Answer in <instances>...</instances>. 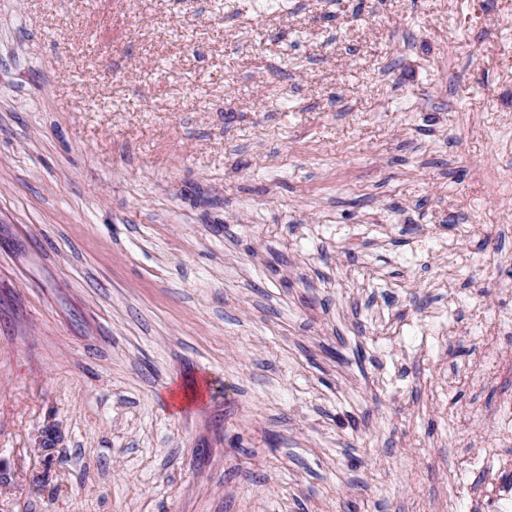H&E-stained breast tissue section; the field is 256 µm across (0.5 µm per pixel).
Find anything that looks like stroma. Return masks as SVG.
<instances>
[{
    "label": "stroma",
    "instance_id": "obj_1",
    "mask_svg": "<svg viewBox=\"0 0 512 512\" xmlns=\"http://www.w3.org/2000/svg\"><path fill=\"white\" fill-rule=\"evenodd\" d=\"M507 402L512 0H0V512H512Z\"/></svg>",
    "mask_w": 512,
    "mask_h": 512
}]
</instances>
